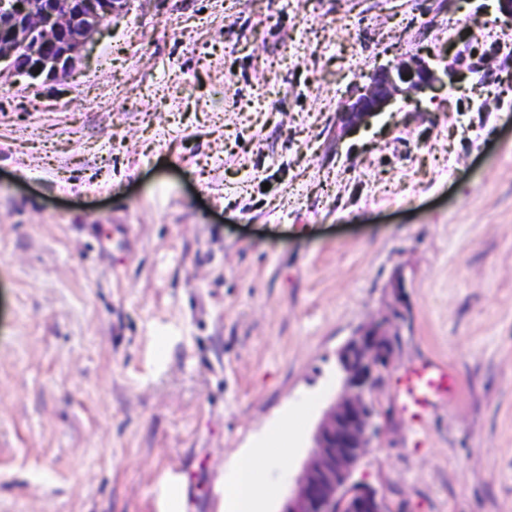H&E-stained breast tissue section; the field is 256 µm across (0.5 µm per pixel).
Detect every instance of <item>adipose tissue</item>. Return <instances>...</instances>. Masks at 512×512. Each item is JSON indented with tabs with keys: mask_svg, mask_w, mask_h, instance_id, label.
<instances>
[{
	"mask_svg": "<svg viewBox=\"0 0 512 512\" xmlns=\"http://www.w3.org/2000/svg\"><path fill=\"white\" fill-rule=\"evenodd\" d=\"M288 451V437L282 434L277 439L276 447L263 448L236 457L234 479L228 489L235 512H261L262 504L272 492L264 474L277 466Z\"/></svg>",
	"mask_w": 512,
	"mask_h": 512,
	"instance_id": "ef3b65f1",
	"label": "adipose tissue"
}]
</instances>
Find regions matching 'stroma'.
I'll return each mask as SVG.
<instances>
[{
  "label": "stroma",
  "mask_w": 512,
  "mask_h": 512,
  "mask_svg": "<svg viewBox=\"0 0 512 512\" xmlns=\"http://www.w3.org/2000/svg\"><path fill=\"white\" fill-rule=\"evenodd\" d=\"M419 55L457 83L357 131ZM403 278V292L393 287ZM400 338L354 472L392 512H512V18L498 0H129L62 82L0 73V512H280L361 327ZM460 380L423 422L410 369ZM410 75V79H403ZM435 74L424 61H400L381 65L364 83H356L350 99L340 108L345 127L358 126L396 102L397 96L413 100V94L431 88ZM276 448H261L255 453L236 457L234 479L228 494L234 502V512H263L262 504L272 492V487L264 479V473L277 466L288 454V434H280Z\"/></svg>",
  "instance_id": "stroma-1"
}]
</instances>
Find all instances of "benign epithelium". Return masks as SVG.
Returning <instances> with one entry per match:
<instances>
[{
	"label": "benign epithelium",
	"instance_id": "7a95c632",
	"mask_svg": "<svg viewBox=\"0 0 512 512\" xmlns=\"http://www.w3.org/2000/svg\"><path fill=\"white\" fill-rule=\"evenodd\" d=\"M126 5L125 0H0V66L46 81L62 77L84 61L102 24ZM435 81L421 60L381 65L368 81L355 84L340 108L343 125H361L397 97L411 101ZM390 336L386 327L372 324L338 351L341 391L323 412L312 449L280 512H379L385 496L353 480V472L373 438L384 432L370 410L375 384L390 364Z\"/></svg>",
	"mask_w": 512,
	"mask_h": 512
}]
</instances>
